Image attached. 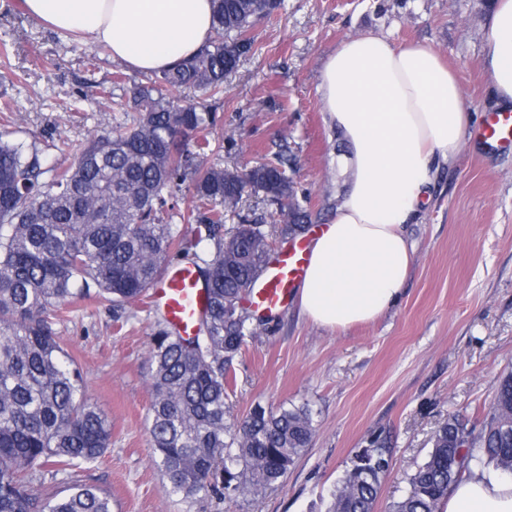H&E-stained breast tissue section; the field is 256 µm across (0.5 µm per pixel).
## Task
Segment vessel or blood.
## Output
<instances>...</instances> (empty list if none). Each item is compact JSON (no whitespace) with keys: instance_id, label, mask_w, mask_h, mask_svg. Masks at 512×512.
I'll use <instances>...</instances> for the list:
<instances>
[{"instance_id":"1","label":"vessel or blood","mask_w":512,"mask_h":512,"mask_svg":"<svg viewBox=\"0 0 512 512\" xmlns=\"http://www.w3.org/2000/svg\"><path fill=\"white\" fill-rule=\"evenodd\" d=\"M475 136L497 149L512 148V112L489 113ZM307 262V241L299 240L285 247L254 285L250 308L269 315L287 306L304 276ZM151 302L181 335L190 336L208 306V296L198 281L196 270L183 265L156 279Z\"/></svg>"}]
</instances>
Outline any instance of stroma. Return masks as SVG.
<instances>
[{"label":"stroma","mask_w":512,"mask_h":512,"mask_svg":"<svg viewBox=\"0 0 512 512\" xmlns=\"http://www.w3.org/2000/svg\"><path fill=\"white\" fill-rule=\"evenodd\" d=\"M490 2L283 0L252 29V53L224 82L218 124L197 134L193 148L207 162L239 168L288 146L313 226L328 223L345 184L336 168L343 145L318 94L325 56L366 33L431 45L455 71L475 128L500 109L483 51ZM119 73L129 85L144 78L103 46L31 17L20 0H0V105L19 111L11 123L0 113V124L9 123L14 140L37 142L49 164L71 161L54 149L58 135L77 148L123 120L99 95ZM405 234L409 274L378 320L331 330L293 300L234 359L225 399L232 417L258 405L307 404L314 413L310 446L274 488L189 504L167 493L147 433L149 349L161 314L146 299L118 311L79 300L58 312L55 332L111 420L112 438L97 462L42 469L34 485L46 495L74 481L96 485L111 496L112 512H325L355 452L380 437L391 462L375 512H388L436 431L455 415L479 428L500 377L512 371V150L465 138L439 163Z\"/></svg>","instance_id":"stroma-1"}]
</instances>
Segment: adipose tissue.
Returning a JSON list of instances; mask_svg holds the SVG:
<instances>
[{
    "mask_svg": "<svg viewBox=\"0 0 512 512\" xmlns=\"http://www.w3.org/2000/svg\"><path fill=\"white\" fill-rule=\"evenodd\" d=\"M56 30L106 46L149 73L198 54L212 31L211 0H23ZM484 55L499 103H512V0H495ZM320 103L345 150L348 187L314 236L299 306L334 330L375 321L394 304L412 262L404 226L418 213L437 160L455 156L469 117L461 86L425 44L357 35L330 53ZM439 512H512V477L474 471L454 483Z\"/></svg>",
    "mask_w": 512,
    "mask_h": 512,
    "instance_id": "obj_1",
    "label": "adipose tissue"
}]
</instances>
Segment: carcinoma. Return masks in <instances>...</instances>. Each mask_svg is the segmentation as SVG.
Wrapping results in <instances>:
<instances>
[{
    "instance_id": "1",
    "label": "carcinoma",
    "mask_w": 512,
    "mask_h": 512,
    "mask_svg": "<svg viewBox=\"0 0 512 512\" xmlns=\"http://www.w3.org/2000/svg\"><path fill=\"white\" fill-rule=\"evenodd\" d=\"M212 2V34L200 52L134 85L118 103L133 116L88 139L69 166L47 168L37 143L0 133V512H112V498L91 484L49 497L31 487L49 460L64 468L93 463L112 436L51 315L91 295L115 309L139 299L174 245L197 269L210 304L194 335L163 326L151 343L148 433L167 493L189 502L257 492L280 482L309 447V405L268 411L258 404L237 423L225 403L228 366L254 334L253 318L239 307L242 293L273 259V238L303 233L308 213L284 153L257 162L244 179L205 165L190 149L217 112L178 92L221 99L224 80L253 50L250 30L282 6ZM186 181L193 205L177 211L169 199ZM253 191L289 209L290 220L267 225L245 216L224 229V216L240 215ZM175 217L201 225L197 237L188 238ZM202 238L213 249L203 263L196 252ZM390 458L384 441L355 455L326 512H374ZM475 467L512 475V373L500 379L479 430L451 417L436 431L392 512H437L451 485Z\"/></svg>"
}]
</instances>
